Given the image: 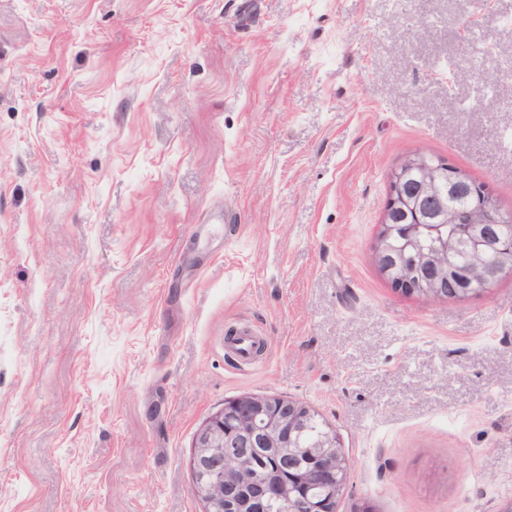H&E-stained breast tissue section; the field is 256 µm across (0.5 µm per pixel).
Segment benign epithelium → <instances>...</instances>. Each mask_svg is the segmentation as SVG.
<instances>
[{"label":"benign epithelium","mask_w":512,"mask_h":512,"mask_svg":"<svg viewBox=\"0 0 512 512\" xmlns=\"http://www.w3.org/2000/svg\"><path fill=\"white\" fill-rule=\"evenodd\" d=\"M413 169L419 172L425 195L437 192L445 178L450 188L460 182L451 166L431 165L424 156L415 153L393 175L387 207L403 204L415 209V203L399 193L404 174ZM471 193L476 202L464 215L444 208L432 224L405 225L400 247L413 254L416 263L412 267L384 268V274L395 287L439 300L436 282L424 275V271L431 269L440 279L454 275L459 297L464 298L480 290L488 291L512 273V240H503L496 232V224L503 218L501 211L484 188L473 186ZM450 224L460 228L468 244L462 266L457 262L456 242L440 232ZM310 416L307 407L296 402L286 404L270 396L244 395L224 404V409L199 431L191 460L196 473L208 469L212 460H219L218 471L201 478L194 486L197 495L207 502V512H263L264 501L270 495L286 502L289 512H335L345 463L336 437L327 432L305 445L301 443L300 434ZM251 448H266L299 459L302 477L276 488L256 485Z\"/></svg>","instance_id":"obj_1"}]
</instances>
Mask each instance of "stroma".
<instances>
[{
  "instance_id": "35a3bbf8",
  "label": "stroma",
  "mask_w": 512,
  "mask_h": 512,
  "mask_svg": "<svg viewBox=\"0 0 512 512\" xmlns=\"http://www.w3.org/2000/svg\"><path fill=\"white\" fill-rule=\"evenodd\" d=\"M415 153L512 213V0H0V512H205L248 394L335 435L336 512H507L512 274L375 262ZM240 337L232 344H228V348L235 356L236 360L241 364H249L253 361V343L255 342L251 330L238 331Z\"/></svg>"
}]
</instances>
